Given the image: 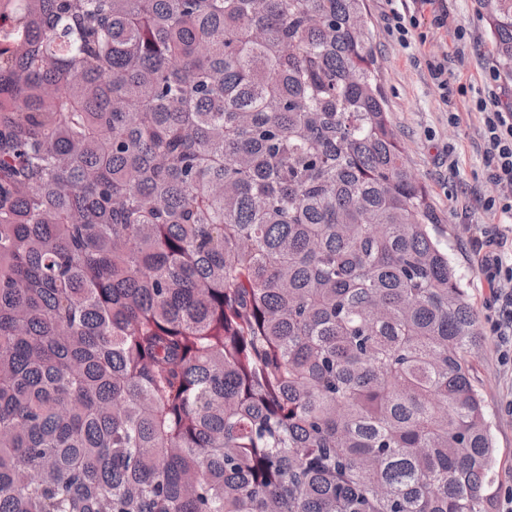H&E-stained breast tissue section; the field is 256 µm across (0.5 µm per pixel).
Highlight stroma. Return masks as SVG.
<instances>
[{
	"label": "stroma",
	"instance_id": "35a3bbf8",
	"mask_svg": "<svg viewBox=\"0 0 512 512\" xmlns=\"http://www.w3.org/2000/svg\"><path fill=\"white\" fill-rule=\"evenodd\" d=\"M367 10L390 119L408 166L446 223L448 254L479 320L482 341L472 357L473 378L496 447L495 508L504 512L512 497V362L502 356L493 331L496 307L470 239L485 232L512 242V218L486 206L487 198L512 196V186L488 179L480 109L484 100L512 103V76L499 67L478 0H435L424 7L416 0H367ZM396 11L419 20L404 41L388 30ZM437 65L448 75V90L432 78Z\"/></svg>",
	"mask_w": 512,
	"mask_h": 512
}]
</instances>
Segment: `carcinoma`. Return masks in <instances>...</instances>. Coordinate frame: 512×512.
Returning a JSON list of instances; mask_svg holds the SVG:
<instances>
[{"instance_id": "obj_1", "label": "carcinoma", "mask_w": 512, "mask_h": 512, "mask_svg": "<svg viewBox=\"0 0 512 512\" xmlns=\"http://www.w3.org/2000/svg\"><path fill=\"white\" fill-rule=\"evenodd\" d=\"M371 41L365 0H0V512H493Z\"/></svg>"}]
</instances>
